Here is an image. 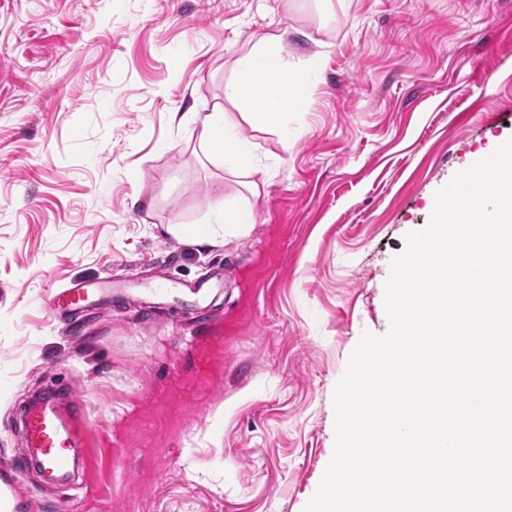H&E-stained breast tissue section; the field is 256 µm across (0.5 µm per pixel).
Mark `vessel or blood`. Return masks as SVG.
I'll use <instances>...</instances> for the list:
<instances>
[{"label":"vessel or blood","instance_id":"1","mask_svg":"<svg viewBox=\"0 0 512 512\" xmlns=\"http://www.w3.org/2000/svg\"><path fill=\"white\" fill-rule=\"evenodd\" d=\"M112 288V280L108 277L74 281L55 294L53 304L58 312L69 314L86 307L94 297L111 294ZM84 410V404L76 400L65 419L53 411L28 412L25 448L0 462V512H49L50 502L19 495L14 489V480L35 462L44 482H60L71 463L75 437L73 423L82 418Z\"/></svg>","mask_w":512,"mask_h":512}]
</instances>
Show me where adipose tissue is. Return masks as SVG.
<instances>
[{
	"label": "adipose tissue",
	"instance_id": "adipose-tissue-1",
	"mask_svg": "<svg viewBox=\"0 0 512 512\" xmlns=\"http://www.w3.org/2000/svg\"><path fill=\"white\" fill-rule=\"evenodd\" d=\"M255 50L257 63L246 64L242 77L226 85V97L262 114L295 108L303 97V88L286 77L280 38H266ZM201 138L211 153L232 158L244 172L252 171L253 156L240 144L223 113H212L202 127Z\"/></svg>",
	"mask_w": 512,
	"mask_h": 512
}]
</instances>
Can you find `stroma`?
<instances>
[{
    "label": "stroma",
    "mask_w": 512,
    "mask_h": 512,
    "mask_svg": "<svg viewBox=\"0 0 512 512\" xmlns=\"http://www.w3.org/2000/svg\"><path fill=\"white\" fill-rule=\"evenodd\" d=\"M268 36L305 93L276 122L224 95ZM214 112L251 176L209 154ZM509 139L512 0H0V456L25 447L30 405L86 408L79 494L32 469L18 492L67 512H303L335 385L388 327L392 256ZM217 198L254 224H214ZM156 269L177 298L153 309L39 307ZM117 288L121 286L112 285V276L93 281H74L55 294L53 304L61 314H69L86 307L95 296L112 294Z\"/></svg>",
    "instance_id": "35a3bbf8"
}]
</instances>
